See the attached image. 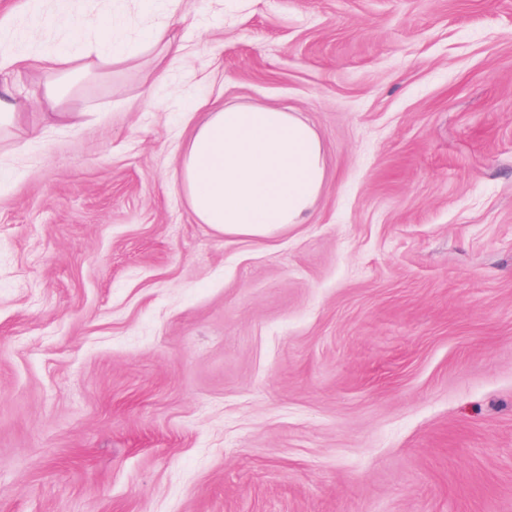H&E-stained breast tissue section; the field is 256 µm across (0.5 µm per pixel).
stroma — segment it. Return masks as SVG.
I'll return each instance as SVG.
<instances>
[{
  "mask_svg": "<svg viewBox=\"0 0 512 512\" xmlns=\"http://www.w3.org/2000/svg\"><path fill=\"white\" fill-rule=\"evenodd\" d=\"M0 0L52 50L62 18ZM138 41L139 0H73ZM152 53L0 130V512H512V0H181ZM298 113L311 217L197 223L194 102Z\"/></svg>",
  "mask_w": 512,
  "mask_h": 512,
  "instance_id": "obj_1",
  "label": "stroma"
}]
</instances>
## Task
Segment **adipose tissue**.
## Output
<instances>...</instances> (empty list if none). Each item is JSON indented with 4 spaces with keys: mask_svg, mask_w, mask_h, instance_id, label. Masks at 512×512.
<instances>
[{
    "mask_svg": "<svg viewBox=\"0 0 512 512\" xmlns=\"http://www.w3.org/2000/svg\"><path fill=\"white\" fill-rule=\"evenodd\" d=\"M20 33L0 23V73L36 67L53 74L44 96L60 103L68 94L60 76L92 73L154 53L157 83L185 53L168 26L150 29L139 47L117 42L106 30L91 31L72 17L65 41L54 51L19 55L7 49ZM199 120L183 130L175 178L198 223L233 238L268 239L305 223L325 189L324 148L312 126L294 113L263 105L227 106L208 101Z\"/></svg>",
    "mask_w": 512,
    "mask_h": 512,
    "instance_id": "obj_1",
    "label": "adipose tissue"
}]
</instances>
